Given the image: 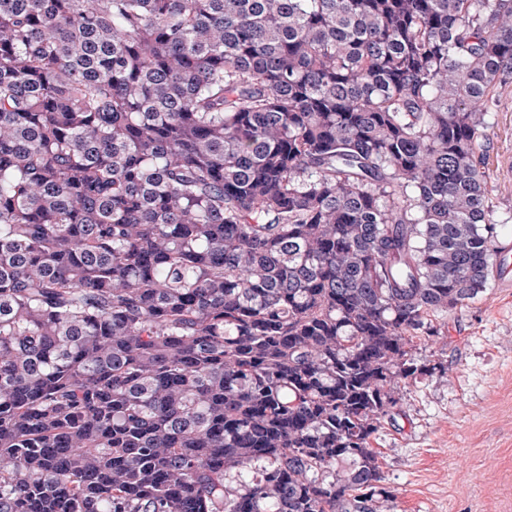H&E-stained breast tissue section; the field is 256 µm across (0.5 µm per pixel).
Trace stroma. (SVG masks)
Wrapping results in <instances>:
<instances>
[{"instance_id": "35a3bbf8", "label": "stroma", "mask_w": 512, "mask_h": 512, "mask_svg": "<svg viewBox=\"0 0 512 512\" xmlns=\"http://www.w3.org/2000/svg\"><path fill=\"white\" fill-rule=\"evenodd\" d=\"M490 110L484 168L507 244L512 178L499 165L512 156V82L498 87ZM439 322L443 337L413 351L439 370L404 386L373 442L393 512H512V292L488 288Z\"/></svg>"}]
</instances>
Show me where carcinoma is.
Here are the masks:
<instances>
[{"mask_svg": "<svg viewBox=\"0 0 512 512\" xmlns=\"http://www.w3.org/2000/svg\"><path fill=\"white\" fill-rule=\"evenodd\" d=\"M511 80L512 0H0V512H387Z\"/></svg>", "mask_w": 512, "mask_h": 512, "instance_id": "carcinoma-1", "label": "carcinoma"}]
</instances>
